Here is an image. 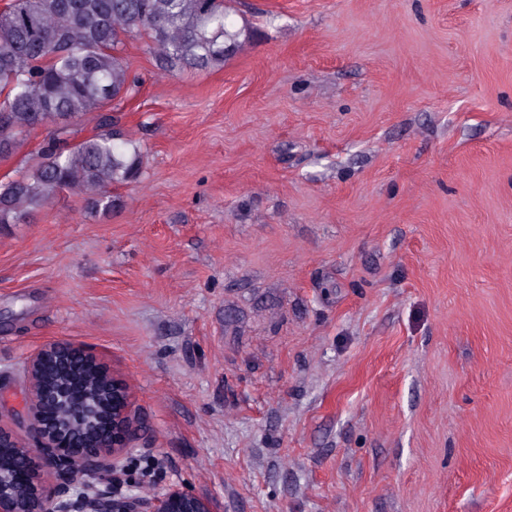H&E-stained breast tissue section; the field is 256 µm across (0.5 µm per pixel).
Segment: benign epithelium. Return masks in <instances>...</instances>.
I'll return each instance as SVG.
<instances>
[{"instance_id": "1", "label": "benign epithelium", "mask_w": 512, "mask_h": 512, "mask_svg": "<svg viewBox=\"0 0 512 512\" xmlns=\"http://www.w3.org/2000/svg\"><path fill=\"white\" fill-rule=\"evenodd\" d=\"M79 364L103 380L80 402L69 400L67 384L45 383L50 365ZM25 411L30 442L0 426V448L15 449V462L0 464V512H210L209 504L184 490L147 497L123 489V449L141 428V415L127 389L109 377L97 359L66 343H51L27 362ZM42 467L61 474L56 488L38 479Z\"/></svg>"}]
</instances>
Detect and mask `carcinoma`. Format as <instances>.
<instances>
[{"mask_svg": "<svg viewBox=\"0 0 512 512\" xmlns=\"http://www.w3.org/2000/svg\"><path fill=\"white\" fill-rule=\"evenodd\" d=\"M141 36L160 68L173 73L221 65L241 47L243 32L228 25L225 0H10L0 11V157L15 150L18 136L51 127L32 170L0 182V231L63 190L110 212L119 198L108 187L140 176V147L114 129L110 114L69 149L61 143L73 119L137 93L122 47ZM66 382L80 398L96 377L80 369Z\"/></svg>", "mask_w": 512, "mask_h": 512, "instance_id": "carcinoma-1", "label": "carcinoma"}]
</instances>
